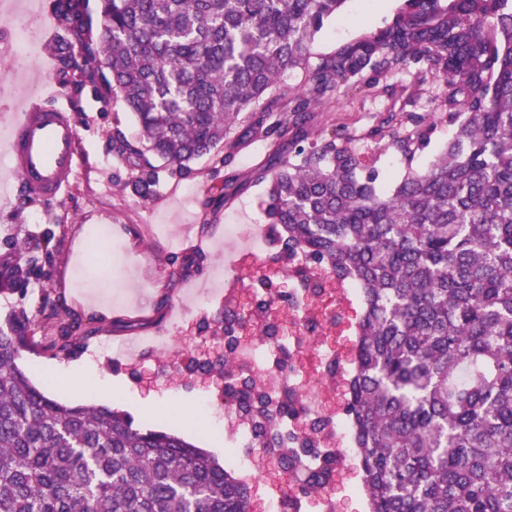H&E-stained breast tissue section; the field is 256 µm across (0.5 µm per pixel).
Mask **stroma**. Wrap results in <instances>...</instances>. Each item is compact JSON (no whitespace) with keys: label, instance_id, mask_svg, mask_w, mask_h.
Masks as SVG:
<instances>
[{"label":"stroma","instance_id":"stroma-1","mask_svg":"<svg viewBox=\"0 0 512 512\" xmlns=\"http://www.w3.org/2000/svg\"><path fill=\"white\" fill-rule=\"evenodd\" d=\"M400 0H347L342 12L327 24L314 45L315 52L331 53L344 43L384 26ZM0 42L10 51L0 55V77L11 88L12 102L0 108V127L11 123L18 111L13 104L35 97L46 86H56L67 96L76 127L80 164L60 200L34 201L0 207V252L8 243L30 236H50V257L34 254L38 270L31 278L26 306L38 304L43 294L65 306L83 322L87 339L73 355L81 360L94 355L102 374L124 387L116 408L132 415L136 424L174 432L206 449L215 458L225 454L223 440L204 434L205 421L224 428V402L218 387L199 376L173 367L172 358L200 355L208 346L220 345L218 323L224 315L227 283H234L240 301L256 296L266 266L276 250L259 252L255 242L265 224L264 187L248 184L225 206L207 207L216 195L221 177L213 168L216 156L191 164L190 176L171 175L159 158L150 163L156 175L152 198L142 199L132 185L143 167L119 157L112 150V135L121 132L136 140L132 115L125 112L118 94L105 90L101 80H81L64 70L43 67L42 51L23 52L7 11L0 10ZM445 92L441 81L418 82L410 72L388 78L375 97L352 92L339 97L324 112L326 128L345 127L353 148L374 147L371 131L393 112L438 115ZM107 236L119 242L115 260L86 264L81 249L91 239ZM203 259V273H177L168 261L171 254ZM94 289L109 303L102 313L86 305L85 289ZM339 325L329 326L327 340L345 359L342 376H349L355 341L354 326L362 312L358 293H349ZM159 339V348L144 347L126 357L110 350V343ZM64 356L50 350L26 354L24 365L31 378L56 400L68 404H93L91 387L69 393L44 373L48 364L64 363ZM209 410H201L203 399ZM172 399L183 410L177 421L146 413V406Z\"/></svg>","mask_w":512,"mask_h":512}]
</instances>
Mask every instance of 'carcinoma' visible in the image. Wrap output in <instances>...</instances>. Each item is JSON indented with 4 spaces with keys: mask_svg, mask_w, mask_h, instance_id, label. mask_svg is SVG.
I'll return each instance as SVG.
<instances>
[{
    "mask_svg": "<svg viewBox=\"0 0 512 512\" xmlns=\"http://www.w3.org/2000/svg\"><path fill=\"white\" fill-rule=\"evenodd\" d=\"M346 0H101L100 48L87 37L80 0H54L67 33L61 61L79 69L104 56L150 151L179 176L224 143L270 152L251 177L267 184L276 261L316 295L320 282L354 283L364 312L344 412L368 512H512V0H402L390 22L332 53L314 51ZM443 80L442 119L456 139L390 191L342 128L316 130L336 94L377 93L379 78L410 70ZM303 77L285 96L278 79ZM373 135L412 165L435 124L417 112ZM113 151L139 148L116 134ZM246 183L226 174L219 202ZM34 238L0 254V294L22 299L35 273ZM276 291L252 304L288 309ZM57 321L50 347H82L81 324L49 296L18 304L0 326V512H253L248 482L178 435L134 424L103 405L51 399L23 367L36 327ZM249 319L222 355L191 361L224 379V397L252 426L255 447L275 458L292 492L312 499L336 484V456L317 442L324 419L301 437L281 423L304 414L286 387L272 402L236 365Z\"/></svg>",
    "mask_w": 512,
    "mask_h": 512,
    "instance_id": "carcinoma-1",
    "label": "carcinoma"
}]
</instances>
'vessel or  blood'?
<instances>
[{
	"instance_id": "vessel-or-blood-1",
	"label": "vessel or blood",
	"mask_w": 512,
	"mask_h": 512,
	"mask_svg": "<svg viewBox=\"0 0 512 512\" xmlns=\"http://www.w3.org/2000/svg\"><path fill=\"white\" fill-rule=\"evenodd\" d=\"M62 102L43 107L41 100L29 101L20 118L11 123L5 136L15 172L30 196L58 199L73 178L78 153L76 132Z\"/></svg>"
}]
</instances>
